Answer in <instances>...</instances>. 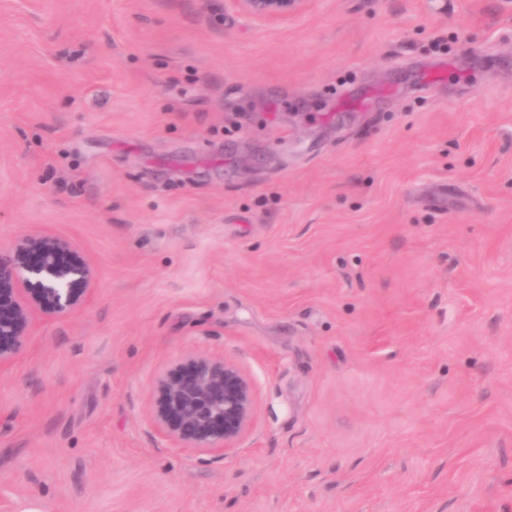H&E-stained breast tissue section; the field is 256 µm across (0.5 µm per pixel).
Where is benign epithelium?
<instances>
[{"label":"benign epithelium","instance_id":"obj_1","mask_svg":"<svg viewBox=\"0 0 512 512\" xmlns=\"http://www.w3.org/2000/svg\"><path fill=\"white\" fill-rule=\"evenodd\" d=\"M250 17L277 25L305 0H234ZM96 287L95 270L69 239L23 235L0 245V371L27 347L40 315L69 317ZM256 385L238 363L190 351L153 379L149 418L176 448L222 453L252 426Z\"/></svg>","mask_w":512,"mask_h":512}]
</instances>
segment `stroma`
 Wrapping results in <instances>:
<instances>
[{
	"label": "stroma",
	"mask_w": 512,
	"mask_h": 512,
	"mask_svg": "<svg viewBox=\"0 0 512 512\" xmlns=\"http://www.w3.org/2000/svg\"><path fill=\"white\" fill-rule=\"evenodd\" d=\"M82 312L0 371V512H512V0H0V244ZM188 351L256 384L153 428ZM306 0H234L250 17L277 25L297 13ZM256 385L238 363L190 351L153 379L149 418L176 448L224 453L252 426Z\"/></svg>",
	"instance_id": "obj_1"
}]
</instances>
